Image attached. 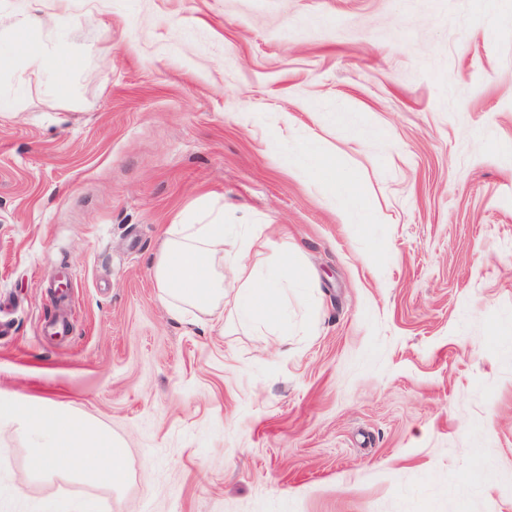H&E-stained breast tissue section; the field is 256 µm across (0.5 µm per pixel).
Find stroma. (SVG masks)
I'll list each match as a JSON object with an SVG mask.
<instances>
[{
  "instance_id": "1",
  "label": "stroma",
  "mask_w": 512,
  "mask_h": 512,
  "mask_svg": "<svg viewBox=\"0 0 512 512\" xmlns=\"http://www.w3.org/2000/svg\"><path fill=\"white\" fill-rule=\"evenodd\" d=\"M483 2L44 0L59 95L0 0V399L129 450L119 489L31 480L0 426V512H512V19ZM204 201L263 225L258 268L298 256L282 322L161 302ZM36 21V16L28 15L10 25L15 34V49L22 57L38 65L51 76L56 92L63 91L67 87L66 73L70 64L63 56L52 53L42 43L28 37L27 30ZM309 170V176L324 179L336 195L346 198L355 206H364L365 194L349 176L340 172L335 159L316 154L310 159Z\"/></svg>"
}]
</instances>
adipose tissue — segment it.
<instances>
[{
    "label": "adipose tissue",
    "instance_id": "1",
    "mask_svg": "<svg viewBox=\"0 0 512 512\" xmlns=\"http://www.w3.org/2000/svg\"><path fill=\"white\" fill-rule=\"evenodd\" d=\"M34 16L12 23L15 49L26 60L49 74L55 90L67 86L69 68L64 57L30 39L28 28ZM311 177L328 182L336 195L356 206L366 198L355 182L340 172L335 159L312 156ZM230 227L223 208L208 207L202 218L169 225L160 253L153 260V272L162 298L173 315L194 308L207 315L223 316L225 279L233 277L238 287L234 304L240 324H260L277 320L282 309V291L259 276L248 258L255 238L243 240L228 251L224 242ZM18 426L29 445L31 473L39 478L57 475L58 463L72 480L116 488L126 476L128 450L111 431L76 409L51 401L20 403L0 401V426Z\"/></svg>",
    "mask_w": 512,
    "mask_h": 512
}]
</instances>
